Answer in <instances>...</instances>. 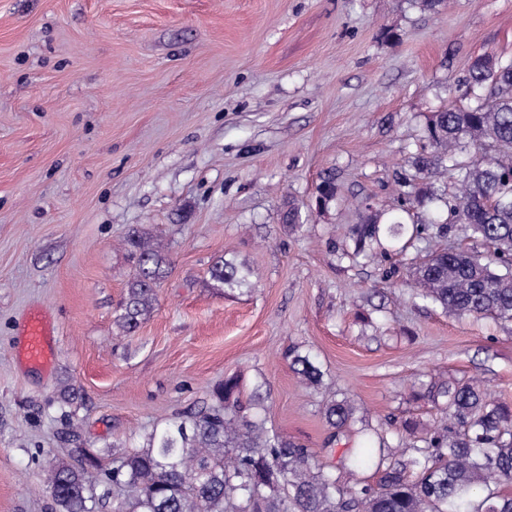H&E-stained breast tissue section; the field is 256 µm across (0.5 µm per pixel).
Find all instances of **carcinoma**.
<instances>
[{"mask_svg":"<svg viewBox=\"0 0 512 512\" xmlns=\"http://www.w3.org/2000/svg\"><path fill=\"white\" fill-rule=\"evenodd\" d=\"M468 84L488 89L484 101L444 108L426 121L421 151L411 166L418 186L405 179L402 215L385 227L372 218L352 229L356 254L374 252L385 236L405 250L425 244L413 268L417 295L444 314L512 320V60L480 59ZM452 170L460 190L448 194L439 177ZM447 214L446 223L466 224L483 250L449 251L432 243L425 224H407L414 209ZM124 243L134 273L116 311L124 333L138 329L154 308L161 281L171 270L168 256L136 230ZM222 288L249 289L251 271L223 256L210 267ZM293 371L312 386L323 373L310 354H288ZM433 400L446 399L444 424L427 431L425 446L399 457L385 438L379 447L350 451L343 466L351 473L373 469L377 483L350 486L319 463L304 446L267 427L256 392L240 399V379L228 376L212 390L211 402L161 426L142 445L112 448V467L100 458L86 466L53 465L48 471L56 512H100L110 498L116 512H512V407L473 382L433 385ZM323 416L332 438L354 420L346 400H331Z\"/></svg>","mask_w":512,"mask_h":512,"instance_id":"carcinoma-1","label":"carcinoma"}]
</instances>
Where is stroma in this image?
<instances>
[{"label": "stroma", "instance_id": "obj_1", "mask_svg": "<svg viewBox=\"0 0 512 512\" xmlns=\"http://www.w3.org/2000/svg\"><path fill=\"white\" fill-rule=\"evenodd\" d=\"M479 58L512 59V0H0V512H52L45 467L140 438L232 374L333 470L397 445L390 420L439 424L431 384L474 378L512 404V321L435 310L412 255L352 256L351 227L398 208L428 116L471 104ZM132 228L172 270L125 334ZM222 255L252 289L212 287ZM33 310L58 338L46 370L18 359ZM333 396L355 407L335 444ZM290 365L293 371L312 386L322 384L323 373L309 353H302L298 349L290 350Z\"/></svg>", "mask_w": 512, "mask_h": 512}]
</instances>
